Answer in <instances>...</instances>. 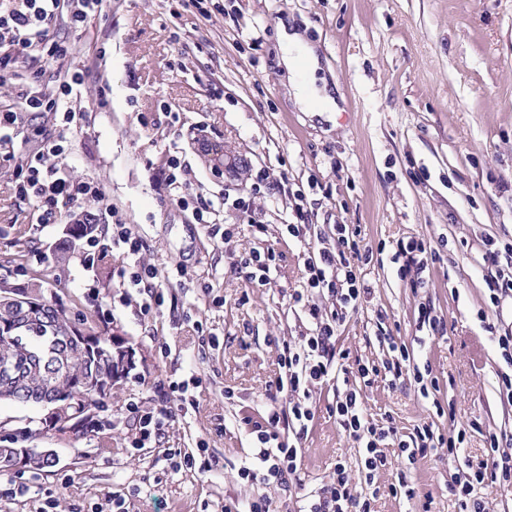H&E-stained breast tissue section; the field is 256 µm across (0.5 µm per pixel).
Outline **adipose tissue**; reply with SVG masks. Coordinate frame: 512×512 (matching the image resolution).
I'll return each mask as SVG.
<instances>
[{
	"instance_id": "1",
	"label": "adipose tissue",
	"mask_w": 512,
	"mask_h": 512,
	"mask_svg": "<svg viewBox=\"0 0 512 512\" xmlns=\"http://www.w3.org/2000/svg\"><path fill=\"white\" fill-rule=\"evenodd\" d=\"M281 62L289 73L292 98L304 112H333L337 109L334 98L326 90L314 86L317 58L313 47L296 31L281 33Z\"/></svg>"
}]
</instances>
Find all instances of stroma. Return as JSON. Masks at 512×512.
Instances as JSON below:
<instances>
[{
    "label": "stroma",
    "mask_w": 512,
    "mask_h": 512,
    "mask_svg": "<svg viewBox=\"0 0 512 512\" xmlns=\"http://www.w3.org/2000/svg\"><path fill=\"white\" fill-rule=\"evenodd\" d=\"M283 25L314 46L316 77L337 111L294 105L279 64ZM54 33L98 71L82 90L88 121L67 131L60 165L101 182L143 248L134 257L117 246L91 265L78 248L57 263L63 224L37 223L33 203L12 188L11 168H0V284L25 289L51 271L48 292L63 299L71 320L95 314L134 347L137 366L101 401L91 436L18 434L36 410L0 404V425L17 433L14 447L50 448L58 457L43 472L0 475V512H113L116 497L124 512H224L225 503L261 497L275 512H298L326 487L337 461L358 468L359 450L331 412L344 387L338 369L311 391L300 485L286 491L239 476L256 464L253 422L286 404L266 396L277 375L273 340L307 325L292 296L304 289L310 247L285 232L299 189L323 239L347 224L375 252L359 266L370 292L340 328L338 347L377 363L384 332L439 380L426 399L412 378L376 377L363 389L367 418L392 417L401 438L425 421L443 433L467 429L464 464L485 460V430L512 438L498 347L477 316L484 307L489 319L512 326V298L487 306L495 269L482 258L484 239L512 241V0H208L202 12L190 0H103L82 29L61 23ZM207 140L247 159L241 176L212 169L201 151ZM172 155L187 166L188 193L213 201V222L234 225L232 237H212L154 188L153 171ZM262 168L286 179L287 189L255 196L268 226L259 241L230 201L250 193ZM410 238L441 256L418 290L391 261L397 241ZM270 247L281 259L267 286L249 283L226 259ZM138 259L170 274L160 284L163 305L148 311L123 276ZM424 304L443 316L445 330L421 343ZM437 400L453 402L454 417L437 416ZM133 402L175 415L143 448L130 444ZM385 453L375 512H458L446 449L412 463L396 445ZM188 454L208 462V472L186 467ZM402 471L414 498L390 490Z\"/></svg>",
    "instance_id": "obj_1"
}]
</instances>
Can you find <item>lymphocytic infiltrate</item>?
Returning a JSON list of instances; mask_svg holds the SVG:
<instances>
[{"mask_svg": "<svg viewBox=\"0 0 512 512\" xmlns=\"http://www.w3.org/2000/svg\"><path fill=\"white\" fill-rule=\"evenodd\" d=\"M101 0H0V86H15L10 98L0 101V143L9 141L11 131L23 112H49L59 117L63 132L45 137L25 161L13 168L19 196L35 201L37 223L54 224L61 217L62 208H70L75 224L90 222L88 204H96L114 216L112 240L103 243L91 241L95 255L105 256L114 245L123 244L129 253L139 251V241L132 237L125 222L117 218V210L104 188L94 181L73 182L58 175L59 159L65 148V129L86 122L87 114L77 102L80 87L89 75L88 69L70 70L68 62L75 47L58 41L52 28L58 19H65L71 28L83 27L88 17L98 11ZM45 62L56 68L53 86H42L40 81L23 80L19 69L23 61ZM184 167L178 160H170L167 168L159 170L153 179L164 196L178 206L191 209L196 219L210 212L211 204L199 197H190L183 190ZM333 245L317 244L304 264V285L327 292L331 307L315 303L305 306L310 324L308 333L277 342L279 373L274 381L276 392L286 394L288 407L269 409L253 431L257 441L259 467L243 468L240 477L249 482L275 484L291 488L300 484L299 450L295 444L281 437V427L293 429L296 434L307 433L314 420L310 404L313 386L324 382L333 366L342 365L344 374L359 379L356 387L347 388L337 397L333 411L344 433L361 448L358 470H350L337 463L329 489L311 499L304 512H373L376 498L372 486L375 477L387 465L383 448L388 440H397L392 420L371 422L363 410L362 386L371 385L374 377L386 375L392 381L412 376L421 396H428L437 388L438 380L431 371L410 368V353L406 345L390 343V355L378 364H365L351 359L349 351L336 347L339 328L355 312L369 292L358 274V261H371V250L361 249L357 234L349 225L334 227ZM485 262L494 265V275L486 281L488 300L499 305L501 299L512 296V242L497 245L485 243ZM436 260V253L422 240L397 241L392 255L393 263L403 280L411 288L426 287L425 273ZM467 437L466 430L443 436L435 433L432 423L417 425L409 439L397 440L401 454L408 460L426 457L431 451L447 449L449 457H457ZM488 455L478 465L458 470L453 474L448 490L455 496L460 512H489V503L479 494L480 488L512 487V450L506 449L504 439L487 432ZM365 484L366 492H358V484Z\"/></svg>", "mask_w": 512, "mask_h": 512, "instance_id": "1", "label": "lymphocytic infiltrate"}]
</instances>
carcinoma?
I'll list each match as a JSON object with an SVG mask.
<instances>
[{
    "label": "carcinoma",
    "mask_w": 512,
    "mask_h": 512,
    "mask_svg": "<svg viewBox=\"0 0 512 512\" xmlns=\"http://www.w3.org/2000/svg\"><path fill=\"white\" fill-rule=\"evenodd\" d=\"M70 321L62 301L20 308L0 304V364L7 361L26 379L28 399L34 405L50 390L69 402L58 431L79 436L92 425L99 400L79 385L101 366L86 359L78 342L69 338Z\"/></svg>",
    "instance_id": "carcinoma-1"
}]
</instances>
